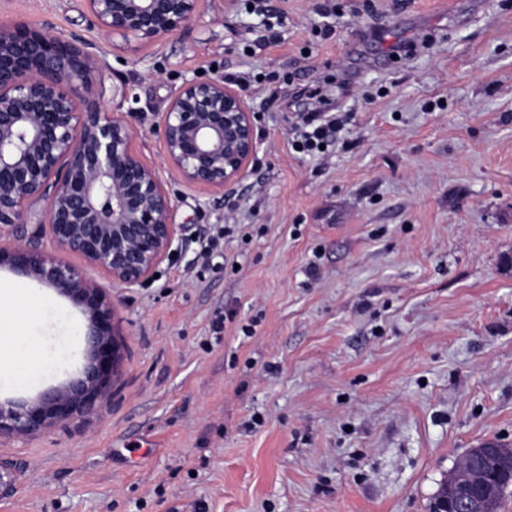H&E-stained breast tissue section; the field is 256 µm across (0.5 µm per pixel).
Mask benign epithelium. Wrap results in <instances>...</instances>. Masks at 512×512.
I'll use <instances>...</instances> for the list:
<instances>
[{
  "instance_id": "benign-epithelium-1",
  "label": "benign epithelium",
  "mask_w": 512,
  "mask_h": 512,
  "mask_svg": "<svg viewBox=\"0 0 512 512\" xmlns=\"http://www.w3.org/2000/svg\"><path fill=\"white\" fill-rule=\"evenodd\" d=\"M88 26L151 44L186 30L204 0H84ZM103 60L78 34L0 20V233L38 226L0 245V266L23 268L80 306L90 321L82 375L37 401H0V436L36 435L94 412L117 377V329L105 288L47 251L82 256L113 285L149 281L180 241L175 206L138 152L141 130L106 110ZM166 160L185 184L241 182L256 148L245 99L224 78L184 82L155 123ZM44 202L41 211L33 204ZM482 480L445 481L432 512H491Z\"/></svg>"
}]
</instances>
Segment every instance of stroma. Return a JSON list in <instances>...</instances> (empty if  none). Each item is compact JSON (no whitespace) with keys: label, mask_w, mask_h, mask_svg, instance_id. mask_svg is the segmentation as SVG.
I'll return each instance as SVG.
<instances>
[{"label":"stroma","mask_w":512,"mask_h":512,"mask_svg":"<svg viewBox=\"0 0 512 512\" xmlns=\"http://www.w3.org/2000/svg\"><path fill=\"white\" fill-rule=\"evenodd\" d=\"M251 3L140 47L83 0H0L101 51L184 227L157 279L107 288L119 372L94 414L0 438V512H428L470 449L512 448V0ZM200 74L256 128L222 193L177 180L151 130ZM307 112L348 117L326 153L292 146ZM0 283L38 300L8 340L36 372L0 374V400L33 401L79 376L88 321L18 269Z\"/></svg>","instance_id":"obj_1"}]
</instances>
